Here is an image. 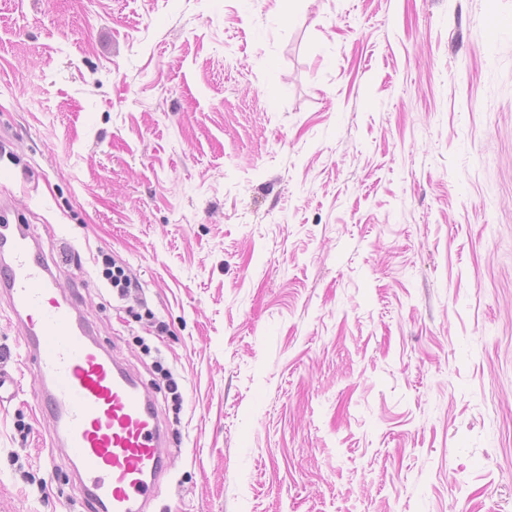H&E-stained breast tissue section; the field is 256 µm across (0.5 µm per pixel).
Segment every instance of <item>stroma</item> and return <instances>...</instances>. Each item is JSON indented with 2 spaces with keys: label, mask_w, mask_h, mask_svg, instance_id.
<instances>
[{
  "label": "stroma",
  "mask_w": 512,
  "mask_h": 512,
  "mask_svg": "<svg viewBox=\"0 0 512 512\" xmlns=\"http://www.w3.org/2000/svg\"><path fill=\"white\" fill-rule=\"evenodd\" d=\"M1 169L165 421L150 512H512V0H0ZM12 318L0 512H90ZM101 257L104 279L113 291L116 290L118 297H125L131 288H140L139 282L126 275L123 269L119 267L116 269L115 264L112 266V258L108 254L102 252ZM112 268L115 270L112 271Z\"/></svg>",
  "instance_id": "1"
}]
</instances>
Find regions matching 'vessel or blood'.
<instances>
[{"label":"vessel or blood","mask_w":512,"mask_h":512,"mask_svg":"<svg viewBox=\"0 0 512 512\" xmlns=\"http://www.w3.org/2000/svg\"><path fill=\"white\" fill-rule=\"evenodd\" d=\"M0 249L11 257L0 266V294L35 368L36 403L54 421L70 472L85 481L96 512H144L171 456L155 400L61 293L26 230L1 224Z\"/></svg>","instance_id":"1"}]
</instances>
